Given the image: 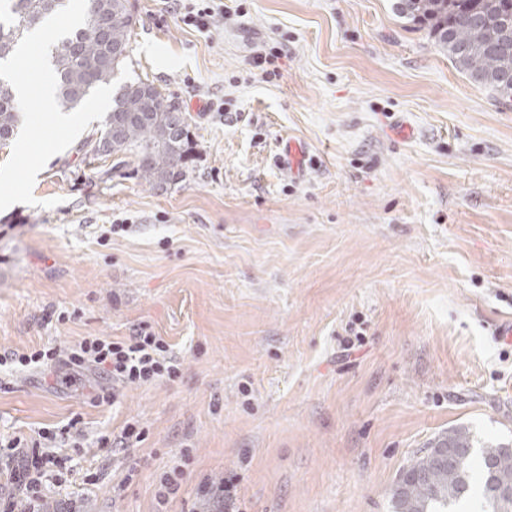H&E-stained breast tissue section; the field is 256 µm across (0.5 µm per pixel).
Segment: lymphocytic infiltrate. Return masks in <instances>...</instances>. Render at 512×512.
I'll return each instance as SVG.
<instances>
[{
  "mask_svg": "<svg viewBox=\"0 0 512 512\" xmlns=\"http://www.w3.org/2000/svg\"><path fill=\"white\" fill-rule=\"evenodd\" d=\"M169 11L184 24L206 33L224 18L219 0H169ZM10 365L18 371H38L53 379L56 387L68 386L90 375L98 376L94 401L97 404L119 402L125 391L158 381H176L182 375V361L170 344L147 327H139L121 338L85 336L76 343H57L39 349L11 351L0 356V367ZM148 435L139 420L125 422L120 432L100 434L88 442L80 417L56 428H41L35 435L0 438V512H50L46 493L51 479L61 478L68 468L69 449L94 445L116 453L139 447ZM189 449L156 478L157 512H168L179 499L186 478ZM241 512L234 479L204 477L195 499L184 512Z\"/></svg>",
  "mask_w": 512,
  "mask_h": 512,
  "instance_id": "lymphocytic-infiltrate-1",
  "label": "lymphocytic infiltrate"
}]
</instances>
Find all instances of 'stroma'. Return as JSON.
I'll return each instance as SVG.
<instances>
[{"mask_svg":"<svg viewBox=\"0 0 512 512\" xmlns=\"http://www.w3.org/2000/svg\"><path fill=\"white\" fill-rule=\"evenodd\" d=\"M130 2L131 73L180 102L189 174L154 190L133 156L54 155L34 204L0 211V355L144 325L182 376L97 406L91 383L0 372V436L75 413L92 435L149 429L126 454L72 453L55 512H155L184 448L183 499L224 474L244 512H392L399 473L449 428L512 444V100L395 0H223L207 35ZM272 49L269 77L252 57ZM131 458L140 476L113 492Z\"/></svg>","mask_w":512,"mask_h":512,"instance_id":"obj_1","label":"stroma"}]
</instances>
